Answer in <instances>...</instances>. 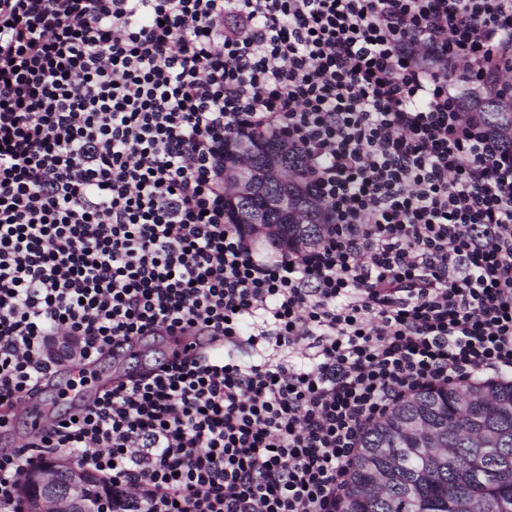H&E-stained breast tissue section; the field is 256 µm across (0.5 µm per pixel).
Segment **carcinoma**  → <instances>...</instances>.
<instances>
[{"mask_svg":"<svg viewBox=\"0 0 512 512\" xmlns=\"http://www.w3.org/2000/svg\"><path fill=\"white\" fill-rule=\"evenodd\" d=\"M494 135L512 143V100L488 98L476 103ZM257 141L282 152L288 166V201L305 211L308 223L278 225L272 240L280 244L311 246L321 235L320 208L306 192L300 152L272 135ZM261 203L229 201L234 224H252ZM498 406L481 411L465 399L464 388L432 387L398 404L381 423L367 432L352 471V490L344 512H512V382L495 385ZM415 417L435 429L436 436L460 452L442 464L433 463L434 448L409 440L399 425ZM485 427L497 435V449L489 455L474 437ZM390 469L387 489L367 490L368 474Z\"/></svg>","mask_w":512,"mask_h":512,"instance_id":"1","label":"carcinoma"}]
</instances>
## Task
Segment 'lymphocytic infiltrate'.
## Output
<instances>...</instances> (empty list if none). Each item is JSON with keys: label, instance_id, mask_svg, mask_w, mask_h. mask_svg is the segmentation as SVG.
Instances as JSON below:
<instances>
[{"label": "lymphocytic infiltrate", "instance_id": "obj_1", "mask_svg": "<svg viewBox=\"0 0 512 512\" xmlns=\"http://www.w3.org/2000/svg\"><path fill=\"white\" fill-rule=\"evenodd\" d=\"M475 95L512 99V0H0V428L66 361L206 343L0 449V512L57 455L111 512H342L397 404L512 378V147ZM267 133L314 246L228 220L224 142ZM261 143L278 148L282 152L283 160L288 166V196L283 194L279 200L278 208L281 214L288 216V201L290 204L305 211L309 224H299L288 219V224H277L278 232L272 240L280 244H293L296 246H311L316 244L321 235L322 224L320 208L306 192L304 186L303 163L300 152L288 146L287 143L272 135L253 138Z\"/></svg>", "mask_w": 512, "mask_h": 512}]
</instances>
